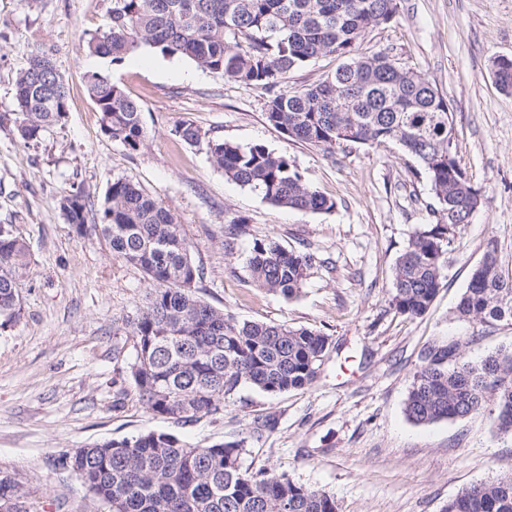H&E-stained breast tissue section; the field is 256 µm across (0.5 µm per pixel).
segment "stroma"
<instances>
[{
  "label": "stroma",
  "instance_id": "1",
  "mask_svg": "<svg viewBox=\"0 0 512 512\" xmlns=\"http://www.w3.org/2000/svg\"><path fill=\"white\" fill-rule=\"evenodd\" d=\"M111 8L112 0H0V224L26 241L33 259L17 282L20 316L0 332V472L20 479L26 512H108L56 457L171 429L193 444L244 440L243 468L327 492L339 512H441L464 489L512 474V437L498 434L488 415L416 425L404 414L425 343L470 336L474 359L512 347L511 321L488 329L456 312L486 254L512 279V94L491 73L495 57L512 55V0H400L395 19L370 28L360 45L437 86L453 114L456 157L483 195L469 223L455 225L447 277L418 318L390 305L397 256L415 230L435 221L417 163L393 142L327 154L289 139L266 121L263 89L185 58L141 50L112 65L86 48ZM37 52L65 78L69 112L28 146L10 116L16 77ZM95 71L140 102L139 150L103 133L84 82ZM182 124L205 138L287 155L335 209L303 214L266 202L225 179L203 146L176 136ZM117 178L182 224L204 272L202 300L239 322L328 335L312 386L275 397L247 386L222 415L177 429L133 398L113 409L114 384L127 380L133 350L112 323L144 305L148 284L103 238L78 237L60 197L79 187L93 223ZM257 239L316 255L296 298L253 280L247 257ZM259 417L272 428L254 432Z\"/></svg>",
  "mask_w": 512,
  "mask_h": 512
}]
</instances>
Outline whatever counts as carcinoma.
Masks as SVG:
<instances>
[{
    "mask_svg": "<svg viewBox=\"0 0 512 512\" xmlns=\"http://www.w3.org/2000/svg\"><path fill=\"white\" fill-rule=\"evenodd\" d=\"M400 0H112L105 28L87 42L90 53L116 64L149 48L186 57L197 67L267 94L265 117L292 140L330 152L343 143L397 142L426 173L446 219L416 231L396 258L391 306L416 318L432 305L445 278L449 226L463 224L481 190L454 152L453 115L438 88L421 73L397 70L387 54L362 56L367 30L391 22ZM343 59L333 75L303 91L284 93L288 73L311 59ZM498 87L512 93V57L494 58ZM103 132L132 150L144 138L142 106L108 76H86ZM17 132L36 142L62 123L69 88L51 58L33 55L15 85ZM176 134L204 145L224 176L253 189L269 203L302 213L328 212L335 201L313 189L294 163L263 144L205 139L182 125ZM77 235L91 231L113 256L137 267L150 288L146 302L121 319L115 336L132 340L130 378L139 402L177 425L224 413V401L251 386L277 396L305 389L318 377L329 337L307 328L237 322L197 295L203 269L190 254L174 214L131 181H112L87 223L89 202L69 188L60 199ZM257 284L288 299L297 297L315 263L309 252L256 240L247 258ZM30 267L23 238L0 225V326L14 322L21 304L16 279ZM457 313L490 327L512 321V280L492 255L471 272ZM470 338L429 343L404 403L415 424L462 420L494 403L498 433L512 436V348L479 360L466 355ZM245 439L194 445L166 431L108 439L73 448L56 458L78 476L109 512H339L324 491L288 478L242 468ZM20 481L0 478V498L26 512ZM442 512H512V475L476 484L448 501Z\"/></svg>",
    "mask_w": 512,
    "mask_h": 512,
    "instance_id": "cac0c4a2",
    "label": "carcinoma"
}]
</instances>
